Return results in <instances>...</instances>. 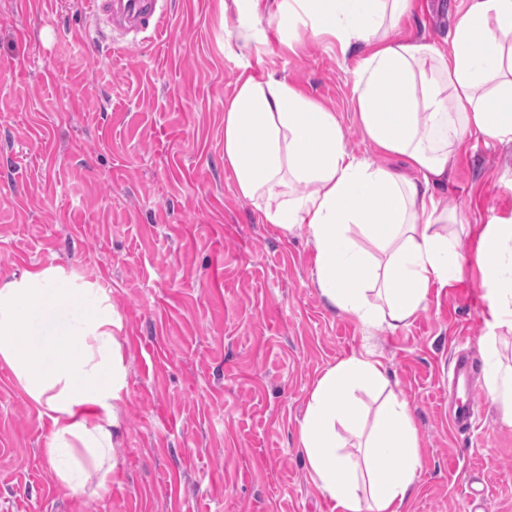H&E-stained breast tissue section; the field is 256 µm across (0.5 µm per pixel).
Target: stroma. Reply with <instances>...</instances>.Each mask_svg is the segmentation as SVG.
<instances>
[{"label":"stroma","mask_w":512,"mask_h":512,"mask_svg":"<svg viewBox=\"0 0 512 512\" xmlns=\"http://www.w3.org/2000/svg\"><path fill=\"white\" fill-rule=\"evenodd\" d=\"M157 37L114 45L83 0H0V280L54 263L110 289L127 367L112 490L76 496L50 472V423L0 364V512H339L313 483L298 431L315 382L371 353L410 407L423 466L402 512H512V427L486 388L491 333L476 231L512 213V147L468 139L448 211L463 274L391 331L331 309L307 233L239 196L224 108L241 73L221 0H165ZM469 0H414L403 32L444 45ZM249 74L274 71L335 112L348 150L378 153L355 115L353 64L330 40L268 32ZM475 364L476 427L448 426L452 359Z\"/></svg>","instance_id":"obj_1"}]
</instances>
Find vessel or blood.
<instances>
[{
	"label": "vessel or blood",
	"mask_w": 512,
	"mask_h": 512,
	"mask_svg": "<svg viewBox=\"0 0 512 512\" xmlns=\"http://www.w3.org/2000/svg\"><path fill=\"white\" fill-rule=\"evenodd\" d=\"M93 17L97 23L110 30L150 31L157 33L168 24L169 14L159 0H90ZM474 363L469 358H459L454 366V374L467 393L465 403L459 404L451 415L449 423L457 429H471L474 410L478 404L472 374Z\"/></svg>",
	"instance_id": "vessel-or-blood-1"
}]
</instances>
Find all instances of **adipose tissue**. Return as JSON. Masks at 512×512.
I'll return each instance as SVG.
<instances>
[{
    "instance_id": "obj_1",
    "label": "adipose tissue",
    "mask_w": 512,
    "mask_h": 512,
    "mask_svg": "<svg viewBox=\"0 0 512 512\" xmlns=\"http://www.w3.org/2000/svg\"><path fill=\"white\" fill-rule=\"evenodd\" d=\"M412 0H231L224 49L247 64L268 29L333 36L353 70L359 128L398 171L356 157L336 115L275 73L241 75L224 109V160L238 193L283 232L304 229L314 283L328 305L396 330L428 304L433 284L462 274L445 195L466 139L512 143V0H471L449 48L402 34ZM485 321L512 331V214L479 235ZM121 322L110 290L73 270L38 265L0 282V363L50 422L43 453L72 494L112 484V451L127 392ZM383 364L351 356L314 384L299 447L316 487L341 512H401L422 467L408 403ZM384 400L362 445L358 392Z\"/></svg>"
}]
</instances>
